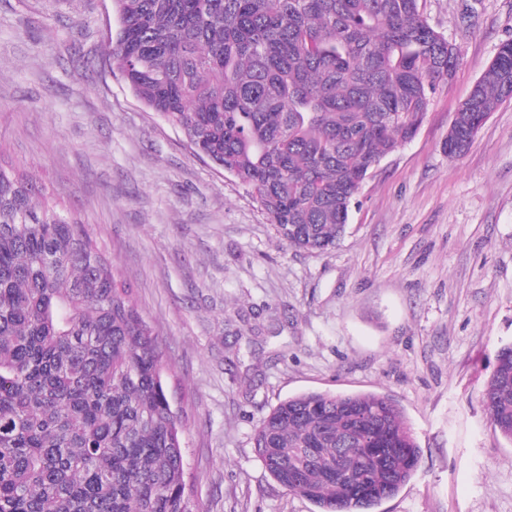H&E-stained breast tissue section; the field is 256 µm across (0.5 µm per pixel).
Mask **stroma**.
Wrapping results in <instances>:
<instances>
[{
	"instance_id": "35a3bbf8",
	"label": "stroma",
	"mask_w": 512,
	"mask_h": 512,
	"mask_svg": "<svg viewBox=\"0 0 512 512\" xmlns=\"http://www.w3.org/2000/svg\"><path fill=\"white\" fill-rule=\"evenodd\" d=\"M420 4L456 70L363 183L343 240L313 254L105 65L112 0H0V162L133 288L163 344L193 512H318L253 448L272 407L312 390L401 406L420 461L377 512H512V443L482 402L512 341V99L448 154L459 104L512 40V0Z\"/></svg>"
}]
</instances>
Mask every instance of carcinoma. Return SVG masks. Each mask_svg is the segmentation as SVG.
Returning <instances> with one entry per match:
<instances>
[{"label": "carcinoma", "instance_id": "1", "mask_svg": "<svg viewBox=\"0 0 512 512\" xmlns=\"http://www.w3.org/2000/svg\"><path fill=\"white\" fill-rule=\"evenodd\" d=\"M108 61L299 250L345 234L364 181L410 140L457 55L420 0H113ZM501 44L448 130L459 156L508 98ZM163 353L133 289L70 212L0 165V512H192ZM483 399L512 443V343ZM268 473L319 512H372L420 449L399 405L305 392L259 422Z\"/></svg>", "mask_w": 512, "mask_h": 512}]
</instances>
